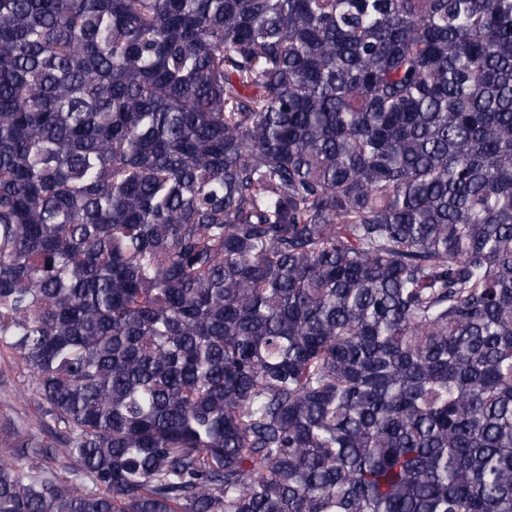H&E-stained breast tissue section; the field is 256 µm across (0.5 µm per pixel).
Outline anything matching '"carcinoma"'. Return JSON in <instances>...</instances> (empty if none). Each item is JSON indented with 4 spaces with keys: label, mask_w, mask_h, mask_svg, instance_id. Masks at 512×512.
Instances as JSON below:
<instances>
[{
    "label": "carcinoma",
    "mask_w": 512,
    "mask_h": 512,
    "mask_svg": "<svg viewBox=\"0 0 512 512\" xmlns=\"http://www.w3.org/2000/svg\"><path fill=\"white\" fill-rule=\"evenodd\" d=\"M0 347V512H512V0H0ZM21 366L0 349V423L9 417H34L38 407L33 397L23 392L26 382Z\"/></svg>",
    "instance_id": "1"
}]
</instances>
